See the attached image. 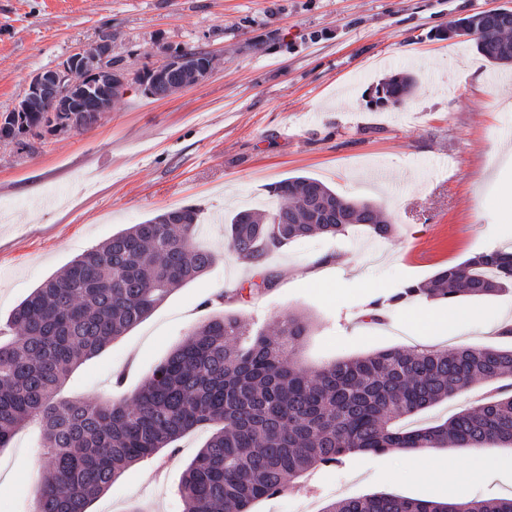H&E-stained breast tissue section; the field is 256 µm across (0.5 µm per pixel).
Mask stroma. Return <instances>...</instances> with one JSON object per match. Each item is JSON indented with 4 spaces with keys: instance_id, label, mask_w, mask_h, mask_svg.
<instances>
[{
    "instance_id": "35a3bbf8",
    "label": "stroma",
    "mask_w": 512,
    "mask_h": 512,
    "mask_svg": "<svg viewBox=\"0 0 512 512\" xmlns=\"http://www.w3.org/2000/svg\"><path fill=\"white\" fill-rule=\"evenodd\" d=\"M512 0H0V113L29 79L79 46L112 36L127 90L84 132L61 129L29 147L0 140V323L33 288L112 234L184 206L199 211V245L218 261L138 326L74 370L64 396L131 399L199 323L224 313L274 323L305 315L296 359L314 369L400 347L503 346L512 293L470 301L474 321L447 329L448 303L416 299L367 319L369 304L470 255L512 250L498 187L512 181V68L472 43L438 39L455 19ZM213 53L203 82L157 99L138 74L176 48ZM402 72L417 84L398 106L375 89ZM381 169L386 180L369 179ZM318 179L383 206L394 231L362 226L271 253L262 267L230 251L224 222L271 209L272 185ZM435 321L414 322L423 314ZM210 431L197 429L123 472L87 512H183L181 474ZM487 457L492 471L449 481L448 459ZM36 426L0 450V512H34L42 472ZM437 501L512 496L511 448H426L356 456L308 471L252 512H324L346 497Z\"/></svg>"
}]
</instances>
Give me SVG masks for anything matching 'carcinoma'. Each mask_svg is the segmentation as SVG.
Masks as SVG:
<instances>
[{
  "label": "carcinoma",
  "instance_id": "obj_1",
  "mask_svg": "<svg viewBox=\"0 0 512 512\" xmlns=\"http://www.w3.org/2000/svg\"><path fill=\"white\" fill-rule=\"evenodd\" d=\"M473 43L490 63L512 64V22L489 20ZM176 55L214 66L215 55L194 46ZM415 85L411 74L393 75L375 89L377 103L399 104ZM49 106L39 100L3 114L13 129L7 138L43 126ZM271 193L274 208L240 211L226 224L229 246L245 263L354 226L392 235L380 205L340 196L317 179L290 177ZM197 227L198 209L186 206L117 232L35 288L0 326V448L21 427H41L46 477L33 491L37 512H86L122 472L203 426L211 434L181 478L186 512H251L303 472L357 454L512 446V347H393L308 372L292 360L307 333L295 314L260 327L233 314L208 319L130 402L60 398L75 367L212 267L217 256L196 245ZM503 292H512V251H485L372 302L367 317L415 298L454 302ZM484 382L498 387L478 406L440 424L397 427ZM324 512H512V498L456 503L381 494L348 497Z\"/></svg>",
  "mask_w": 512,
  "mask_h": 512
}]
</instances>
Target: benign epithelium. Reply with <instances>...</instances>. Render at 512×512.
<instances>
[{
  "mask_svg": "<svg viewBox=\"0 0 512 512\" xmlns=\"http://www.w3.org/2000/svg\"><path fill=\"white\" fill-rule=\"evenodd\" d=\"M478 26L472 19L458 22L448 29V34L469 38L474 36ZM98 67L85 76V61L82 59L83 48H77L58 66L34 74L26 89V97L51 99L55 107L52 113L68 112L73 100L82 99L91 103L97 112H108L124 95L126 84L124 79L112 71V41L103 38L95 43ZM191 68L195 72L196 82L200 83L210 74L209 68H197L186 58L172 57L162 63L156 78L147 85L146 91L153 96L164 76L171 70Z\"/></svg>",
  "mask_w": 512,
  "mask_h": 512,
  "instance_id": "7a95c632",
  "label": "benign epithelium"
}]
</instances>
